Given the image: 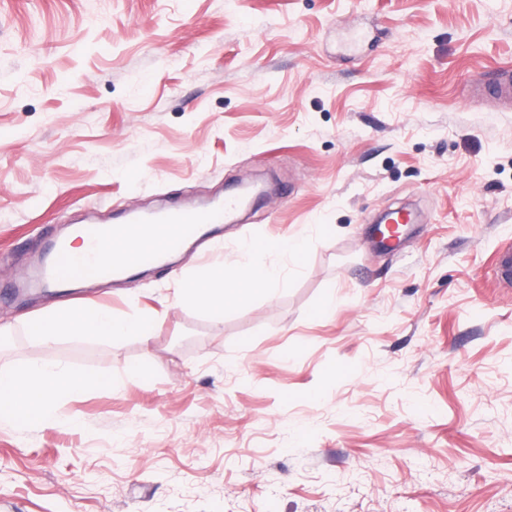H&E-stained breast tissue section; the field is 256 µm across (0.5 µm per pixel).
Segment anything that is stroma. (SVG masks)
<instances>
[{"mask_svg":"<svg viewBox=\"0 0 512 512\" xmlns=\"http://www.w3.org/2000/svg\"><path fill=\"white\" fill-rule=\"evenodd\" d=\"M506 69L512 0H0V366L99 378L0 424V512H512V104L468 92ZM251 183L177 261L26 287L77 218ZM243 239L300 275L179 303ZM62 302L149 334L31 342Z\"/></svg>","mask_w":512,"mask_h":512,"instance_id":"stroma-1","label":"stroma"}]
</instances>
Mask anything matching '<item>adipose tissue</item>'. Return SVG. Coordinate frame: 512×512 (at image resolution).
Masks as SVG:
<instances>
[{"mask_svg":"<svg viewBox=\"0 0 512 512\" xmlns=\"http://www.w3.org/2000/svg\"><path fill=\"white\" fill-rule=\"evenodd\" d=\"M298 271V265L291 259L280 267L265 264L246 241L240 245L239 260L222 262L218 273L203 272L193 277L182 290L181 299L219 320L241 281L251 280L261 294L269 297L276 289L286 287L289 278ZM147 332L148 322L137 312L115 321L93 307L72 309L64 305L39 315L28 326L31 340L45 345L66 336H91L108 341L127 333ZM92 382V377H78L70 366L60 362L36 363L18 371L1 368L0 424H17L28 410L44 406L78 384Z\"/></svg>","mask_w":512,"mask_h":512,"instance_id":"adipose-tissue-1","label":"adipose tissue"}]
</instances>
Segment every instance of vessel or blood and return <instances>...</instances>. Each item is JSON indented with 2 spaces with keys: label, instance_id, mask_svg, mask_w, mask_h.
Wrapping results in <instances>:
<instances>
[{
  "label": "vessel or blood",
  "instance_id": "b4317fda",
  "mask_svg": "<svg viewBox=\"0 0 512 512\" xmlns=\"http://www.w3.org/2000/svg\"><path fill=\"white\" fill-rule=\"evenodd\" d=\"M235 200L162 207L157 210L123 216L115 223L96 220L80 226L84 252L73 251L67 241L53 242L47 261L38 268L41 287H64L89 283L122 274L125 246L136 245L133 261L141 267L157 264L163 257L175 255L194 243L207 224L223 223Z\"/></svg>",
  "mask_w": 512,
  "mask_h": 512
}]
</instances>
